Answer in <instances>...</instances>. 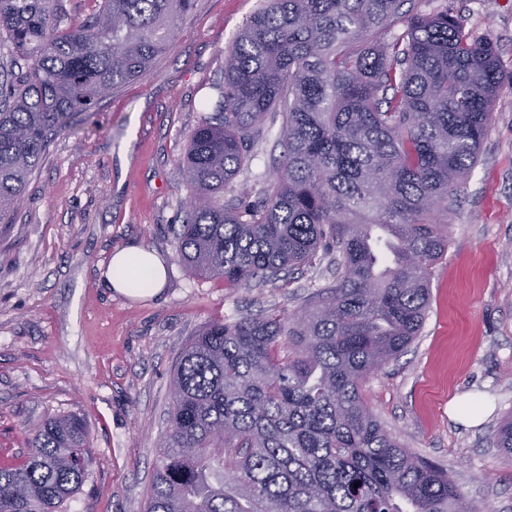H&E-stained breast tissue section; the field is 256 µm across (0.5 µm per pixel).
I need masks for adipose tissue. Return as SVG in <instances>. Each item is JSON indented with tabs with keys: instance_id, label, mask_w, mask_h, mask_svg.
Returning <instances> with one entry per match:
<instances>
[{
	"instance_id": "1",
	"label": "adipose tissue",
	"mask_w": 512,
	"mask_h": 512,
	"mask_svg": "<svg viewBox=\"0 0 512 512\" xmlns=\"http://www.w3.org/2000/svg\"><path fill=\"white\" fill-rule=\"evenodd\" d=\"M105 280L114 294L154 297L166 286L167 268L158 253L132 243L113 252Z\"/></svg>"
}]
</instances>
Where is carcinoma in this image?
<instances>
[{
	"label": "carcinoma",
	"instance_id": "obj_1",
	"mask_svg": "<svg viewBox=\"0 0 512 512\" xmlns=\"http://www.w3.org/2000/svg\"><path fill=\"white\" fill-rule=\"evenodd\" d=\"M404 0H266L225 51L214 115L189 136L182 262L263 288L330 254L336 288L300 316L210 323L175 363L146 512H457L448 472L378 421L362 385L419 336L448 211L479 160L500 85L488 37ZM195 0H0V223L50 145L173 49ZM400 24L390 41L374 39ZM282 114L277 170L250 149ZM247 176L257 204L224 202ZM0 465V512H66L94 461L76 416H52ZM512 463V418L490 437ZM359 487H354V483Z\"/></svg>",
	"mask_w": 512,
	"mask_h": 512
}]
</instances>
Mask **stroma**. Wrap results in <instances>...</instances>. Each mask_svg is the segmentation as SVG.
I'll use <instances>...</instances> for the list:
<instances>
[{
	"label": "stroma",
	"mask_w": 512,
	"mask_h": 512,
	"mask_svg": "<svg viewBox=\"0 0 512 512\" xmlns=\"http://www.w3.org/2000/svg\"><path fill=\"white\" fill-rule=\"evenodd\" d=\"M263 0H195L175 46L58 136L0 224V464L27 454L48 417L74 415L95 461L68 512H143L168 428L171 370L213 321L300 314L336 282L328 263L263 288H231L190 271L174 227L189 185L190 133L213 113L224 52ZM405 11H449L490 37L500 65L478 163L444 220L448 250L431 279L420 335L363 385L394 438L447 470L474 503L512 512V465L490 443L512 416V0H405ZM136 242L167 263L161 296L113 294L100 277L112 251ZM483 409L474 426L455 412Z\"/></svg>",
	"instance_id": "1"
}]
</instances>
